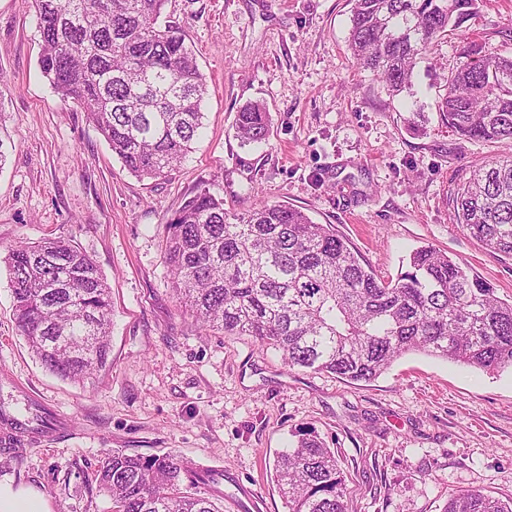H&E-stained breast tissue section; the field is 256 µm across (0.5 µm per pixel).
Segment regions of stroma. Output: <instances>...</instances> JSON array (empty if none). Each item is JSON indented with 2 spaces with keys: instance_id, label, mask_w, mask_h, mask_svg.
<instances>
[{
  "instance_id": "1",
  "label": "stroma",
  "mask_w": 512,
  "mask_h": 512,
  "mask_svg": "<svg viewBox=\"0 0 512 512\" xmlns=\"http://www.w3.org/2000/svg\"><path fill=\"white\" fill-rule=\"evenodd\" d=\"M208 84L205 129L163 180H139L85 112L62 102L38 66L28 0H0V253L66 236L112 288L109 362L83 384L31 354L0 264V406L68 421L53 441L0 451V481L36 487L50 512H111L89 476L112 450L171 454L222 470L220 512H287L277 455L314 430L348 478L350 512H442L450 493L512 498V369L489 373L421 353L369 384L291 368L248 336L199 327L180 306L164 259L166 225L201 184L229 222L262 204L333 225L384 277L432 246L512 300V257L452 221L451 189L503 150L453 133L438 102L470 55H512V0H477L458 33L414 69L411 92L386 87L348 50V0H169ZM267 107L269 136L247 144L236 115ZM424 113V128L404 119Z\"/></svg>"
}]
</instances>
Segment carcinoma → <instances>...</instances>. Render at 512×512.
Segmentation results:
<instances>
[{"instance_id":"obj_1","label":"carcinoma","mask_w":512,"mask_h":512,"mask_svg":"<svg viewBox=\"0 0 512 512\" xmlns=\"http://www.w3.org/2000/svg\"><path fill=\"white\" fill-rule=\"evenodd\" d=\"M349 2L351 56L397 96L474 0ZM167 3L32 0L43 77L139 179L167 177L202 129L207 80L179 24L163 19ZM470 54L447 80L441 121L474 143L512 146V56L484 54L475 42ZM269 127L262 103L237 112L245 142L265 141ZM450 200L453 223L488 252L512 256V155L470 171ZM0 263L16 327L47 370L80 383L106 367L112 297L89 255L59 236L13 246ZM165 263L179 303L203 328L250 336L292 368L370 383L413 352L487 372L512 368V302L431 246L385 279L332 225L276 204L233 224L205 185L167 224ZM94 478L112 512H219L193 492L216 483L214 472L170 454L114 450ZM274 479L288 512H349L335 454L312 431L278 456ZM443 512H512V498L461 490Z\"/></svg>"}]
</instances>
